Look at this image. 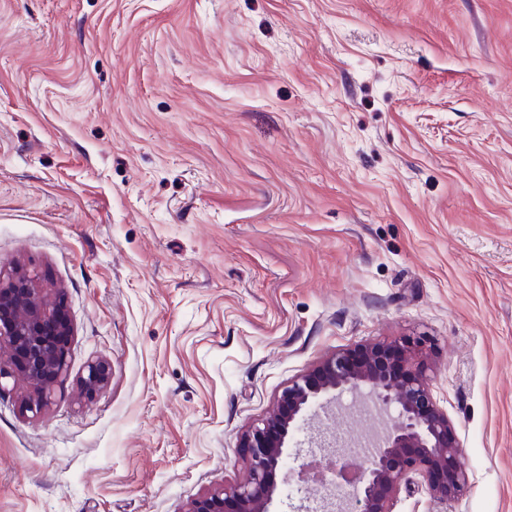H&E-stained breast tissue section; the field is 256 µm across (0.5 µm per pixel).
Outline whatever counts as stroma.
Here are the masks:
<instances>
[{"instance_id": "obj_1", "label": "stroma", "mask_w": 512, "mask_h": 512, "mask_svg": "<svg viewBox=\"0 0 512 512\" xmlns=\"http://www.w3.org/2000/svg\"><path fill=\"white\" fill-rule=\"evenodd\" d=\"M16 264L73 335L44 414L0 395V512H182L289 379L400 338L469 483L394 512H512V0H0ZM388 420L310 406L270 512H328L301 464ZM111 368L105 360H94L87 364L85 374L79 380L81 392L91 395L105 387L110 378Z\"/></svg>"}]
</instances>
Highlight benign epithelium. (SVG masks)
Masks as SVG:
<instances>
[{"label":"benign epithelium","mask_w":512,"mask_h":512,"mask_svg":"<svg viewBox=\"0 0 512 512\" xmlns=\"http://www.w3.org/2000/svg\"><path fill=\"white\" fill-rule=\"evenodd\" d=\"M38 280L37 273L22 266L0 276V392L9 380L22 384L21 411L34 417L49 405L55 383L67 370L72 336L63 298L55 288L38 286ZM110 372L105 360L88 363L79 380L81 392L91 395L105 387ZM346 391L365 393L379 408L396 409L397 416L369 456L357 461L355 484L339 481L342 474L328 469L340 487V512H393L402 482L411 474L441 503L468 484L462 444L448 413L432 396L426 361L408 341L376 342L326 356L290 379L276 406L240 435L245 478L229 488L212 486L183 512H269L295 423L318 399Z\"/></svg>","instance_id":"7a95c632"}]
</instances>
